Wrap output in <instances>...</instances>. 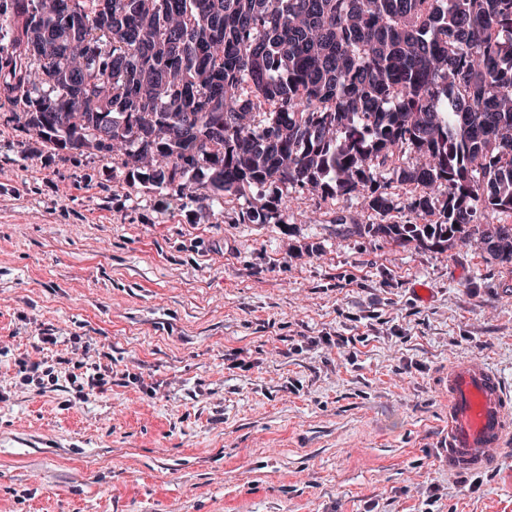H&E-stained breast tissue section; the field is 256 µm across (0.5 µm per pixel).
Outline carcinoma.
Listing matches in <instances>:
<instances>
[{
  "mask_svg": "<svg viewBox=\"0 0 512 512\" xmlns=\"http://www.w3.org/2000/svg\"><path fill=\"white\" fill-rule=\"evenodd\" d=\"M0 0V110L63 151L139 173L166 204L255 189L249 224L288 189L359 197L393 184L428 224L362 235L448 247L480 236L512 264V0ZM79 30L69 46V31ZM149 127L151 142L138 135Z\"/></svg>",
  "mask_w": 512,
  "mask_h": 512,
  "instance_id": "cac0c4a2",
  "label": "carcinoma"
}]
</instances>
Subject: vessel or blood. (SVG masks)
Wrapping results in <instances>:
<instances>
[{"mask_svg": "<svg viewBox=\"0 0 512 512\" xmlns=\"http://www.w3.org/2000/svg\"><path fill=\"white\" fill-rule=\"evenodd\" d=\"M438 385L448 397V430L437 441L449 472H477L502 465L512 446V382L480 360L448 367Z\"/></svg>", "mask_w": 512, "mask_h": 512, "instance_id": "1", "label": "vessel or blood"}]
</instances>
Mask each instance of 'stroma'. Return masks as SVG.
Masks as SVG:
<instances>
[{
  "label": "stroma",
  "instance_id": "obj_1",
  "mask_svg": "<svg viewBox=\"0 0 512 512\" xmlns=\"http://www.w3.org/2000/svg\"><path fill=\"white\" fill-rule=\"evenodd\" d=\"M158 199L0 118V512H512V459L461 477L433 448L450 362L512 378V265L352 233L383 221L357 198L289 190L281 224ZM73 336L112 368L78 404ZM19 366V372L23 374L21 378L22 385H29L36 382L38 385L43 386L46 377L51 386L57 385L59 381V376L55 375L54 369L48 366L47 362L44 360L32 361L30 359H24L19 361Z\"/></svg>",
  "mask_w": 512,
  "mask_h": 512
}]
</instances>
